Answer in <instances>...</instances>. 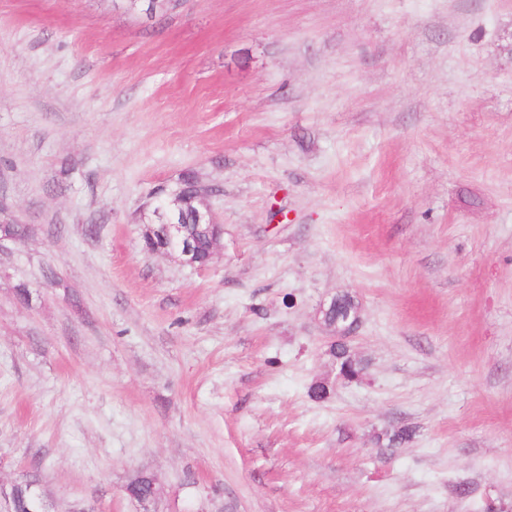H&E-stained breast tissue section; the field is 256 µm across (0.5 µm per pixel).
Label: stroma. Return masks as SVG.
I'll return each mask as SVG.
<instances>
[{
	"label": "stroma",
	"instance_id": "35a3bbf8",
	"mask_svg": "<svg viewBox=\"0 0 512 512\" xmlns=\"http://www.w3.org/2000/svg\"><path fill=\"white\" fill-rule=\"evenodd\" d=\"M188 170L222 189L202 270L144 245ZM16 223L0 484L37 473L50 512H142L140 471L151 512H512V0H0ZM339 301L336 311H333L331 315L326 319V323L330 327L336 329V333L344 331V333H350L359 322V316L357 315L358 307L351 299L348 294L337 296ZM330 353L339 360L346 378L358 376L363 371V364L351 355L346 345L334 341V344L330 346Z\"/></svg>",
	"mask_w": 512,
	"mask_h": 512
}]
</instances>
